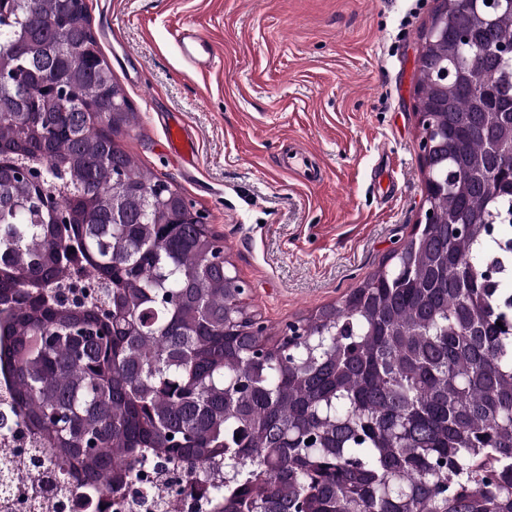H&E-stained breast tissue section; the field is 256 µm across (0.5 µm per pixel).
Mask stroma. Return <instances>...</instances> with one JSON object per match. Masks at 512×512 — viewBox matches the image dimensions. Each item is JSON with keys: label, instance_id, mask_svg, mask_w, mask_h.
<instances>
[{"label": "stroma", "instance_id": "obj_1", "mask_svg": "<svg viewBox=\"0 0 512 512\" xmlns=\"http://www.w3.org/2000/svg\"><path fill=\"white\" fill-rule=\"evenodd\" d=\"M137 124L121 142L223 237L270 332L341 300L410 235L424 194L416 50L436 0H87ZM192 25L214 65L184 61ZM195 140L188 166L167 145ZM297 149L319 180L283 169ZM168 139L172 150L184 160L195 162V144L193 138L181 125L169 128Z\"/></svg>", "mask_w": 512, "mask_h": 512}]
</instances>
